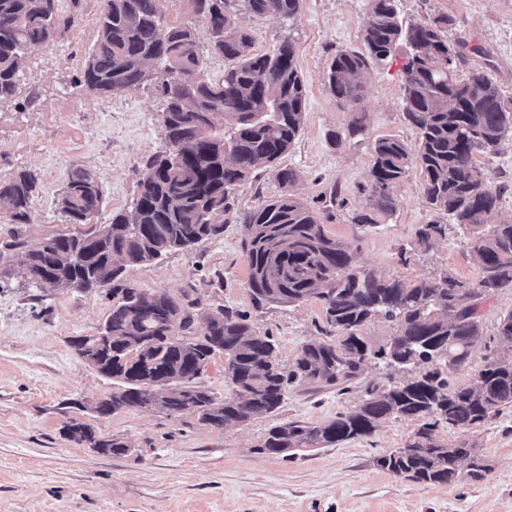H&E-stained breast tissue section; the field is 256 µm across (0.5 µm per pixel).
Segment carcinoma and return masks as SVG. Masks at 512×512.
I'll return each mask as SVG.
<instances>
[{
    "mask_svg": "<svg viewBox=\"0 0 512 512\" xmlns=\"http://www.w3.org/2000/svg\"><path fill=\"white\" fill-rule=\"evenodd\" d=\"M55 2L0 0V100L16 95L26 51L55 38ZM160 2L101 0L83 82L98 96L154 82L165 101L159 123L168 150L147 160L129 210L89 231L49 237L23 259L33 288L43 289L46 281L59 290L110 288L114 302L102 331L74 337L71 344L118 382L110 396L112 412L154 407L223 428L278 411L290 383L340 386L357 379L371 358L398 370L423 364L426 373L407 382L367 387L354 410L326 424L287 421L271 427L261 451L281 455L322 448L368 436L390 419L432 418L376 464L430 484L482 479L488 465L467 435L512 406V311L486 339L477 309L481 298L512 288V222L488 223L502 191L491 186L476 156L497 151L512 138V99L504 98L484 70L458 77L462 44L448 39L451 19L405 25L396 0H369L361 30L364 49H337L325 73L336 100L352 107L346 129L330 133V139L337 144L363 134L365 113L356 110L364 96L362 75L385 65L404 42L402 99L418 140L413 145L393 137L375 141L369 203L353 214L352 223L374 225V213L393 212L395 189L417 169L428 207L472 237L480 277L470 285L447 271L414 282L385 279L373 270L359 273L350 248L328 235L316 213L289 192L248 211L233 210L234 190L261 168L277 169L284 187L296 181L294 170L277 165L295 144L306 114L305 80L293 41L254 54L253 38L237 15L290 21L301 0H193L209 31L210 51L228 62L218 79L207 75L192 28L169 24ZM37 187L30 170L0 179V223H29ZM57 204L68 223L88 224L87 215H96L102 204L96 175L71 172ZM231 220L246 230L241 247L256 307L310 299L324 306L331 331L307 343L289 369L280 365L269 336L256 333L247 317L223 304L194 317L189 293H148L124 280L130 267L221 236ZM447 231L446 224H425L416 244L428 247ZM377 316L396 322L398 329L373 350L358 331ZM185 336L199 342L185 344ZM479 344L489 352L485 368L467 385L450 384ZM216 354L226 359L222 401L196 384L199 363ZM439 423L458 429L462 439L453 446L441 443L434 436ZM66 433L101 455L128 452L120 438L99 436L83 423L68 425Z\"/></svg>",
    "mask_w": 512,
    "mask_h": 512,
    "instance_id": "1",
    "label": "carcinoma"
}]
</instances>
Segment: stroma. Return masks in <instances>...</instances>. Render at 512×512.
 I'll return each instance as SVG.
<instances>
[{
    "instance_id": "obj_1",
    "label": "stroma",
    "mask_w": 512,
    "mask_h": 512,
    "mask_svg": "<svg viewBox=\"0 0 512 512\" xmlns=\"http://www.w3.org/2000/svg\"><path fill=\"white\" fill-rule=\"evenodd\" d=\"M100 0H57L61 20L55 41L28 50L15 97L0 101V179L17 170L40 183L22 229L26 248L74 232L56 200L68 173L93 172L103 191L94 221L106 223L127 209L145 160L165 149L158 114L164 101L153 83L99 97L88 91L82 68L96 40L93 19ZM368 0H302L292 22L241 15L252 49L265 53L283 40L297 47V67L307 91L306 119L282 158L298 179L293 193L317 213L327 234L354 252L356 268L387 278L416 280L447 269L478 280L480 263L469 236L450 226L430 248L416 246L417 230L435 220L423 199L421 175L410 171L397 187V209L376 227L351 216L366 204L376 138L415 143L417 133L402 105L406 48L362 76L367 131L361 141L332 144L348 114L325 83L339 48L361 46ZM169 24L192 27L211 78L223 76V57L210 54L206 25L191 0H163ZM404 22L446 16L450 40L464 41L460 74L487 70L512 98V0H398ZM503 196L492 223L512 221V141L478 155ZM243 225L226 224L218 238L178 250L159 263L128 269V281L150 292L195 290L200 307L221 301L248 314L257 332L272 337L281 364H293L302 347L326 328L321 302L254 309L246 287L249 268L241 248ZM20 251L0 256L10 276L0 285V512H512V407L472 432L489 466L484 479L448 486L419 483L376 466L399 448L418 422L383 423L367 437L289 457L261 453L268 429L286 421L313 425L353 410L367 383L396 384L420 376L382 361H366L360 383L347 390L318 384L289 385L280 410L239 425L211 428L190 414L170 417L132 408L98 417L89 405L111 393L115 381L83 361L71 345L95 333L112 307L105 292L39 291L29 286ZM124 439L127 454L103 456L68 439L70 420Z\"/></svg>"
}]
</instances>
